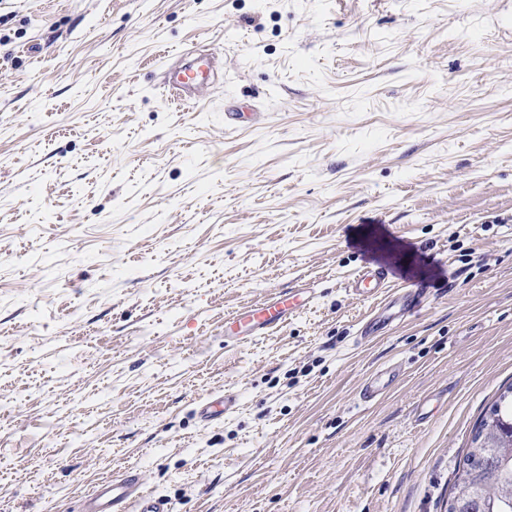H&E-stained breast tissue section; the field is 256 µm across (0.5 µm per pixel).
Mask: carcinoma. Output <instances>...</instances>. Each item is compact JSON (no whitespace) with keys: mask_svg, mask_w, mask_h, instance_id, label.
<instances>
[{"mask_svg":"<svg viewBox=\"0 0 512 512\" xmlns=\"http://www.w3.org/2000/svg\"><path fill=\"white\" fill-rule=\"evenodd\" d=\"M512 438V383L500 392L475 423L468 448L459 461L453 486L464 496L446 512H512V452L498 444Z\"/></svg>","mask_w":512,"mask_h":512,"instance_id":"1","label":"carcinoma"}]
</instances>
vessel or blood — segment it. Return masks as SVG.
<instances>
[{"label": "vessel or blood", "mask_w": 512, "mask_h": 512, "mask_svg": "<svg viewBox=\"0 0 512 512\" xmlns=\"http://www.w3.org/2000/svg\"><path fill=\"white\" fill-rule=\"evenodd\" d=\"M216 68V53H186L183 64L166 70L163 87L173 104L204 106ZM392 277L393 269L387 263L369 264L352 273L348 287L357 295L375 299L393 287ZM299 294V289L291 288L226 316L225 344H238L265 335L284 323L301 308ZM422 298V292L406 291L384 303L377 314L363 325L361 339L370 338L374 332L414 311ZM400 373V368L394 367L372 374L361 386V399L366 402L376 400L389 391ZM235 406L236 400L233 397H210L199 403L197 413L204 423H219L233 412ZM142 485V475L136 470L102 481L85 497L83 512H175L170 500L144 491Z\"/></svg>", "instance_id": "b4317fda"}]
</instances>
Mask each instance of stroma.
I'll return each instance as SVG.
<instances>
[{"mask_svg": "<svg viewBox=\"0 0 512 512\" xmlns=\"http://www.w3.org/2000/svg\"><path fill=\"white\" fill-rule=\"evenodd\" d=\"M194 47L224 69L177 108ZM382 259L426 298L362 341ZM511 383L512 0H0V512L127 469L176 512H445ZM184 59V64L165 71L163 88L173 104L203 107L217 69V55L214 52L204 55L187 52ZM393 269L384 262L361 266L349 278L348 287L357 295L378 298L389 288H395ZM312 292V288H289L226 316L224 344H239L244 340L265 335L305 305L299 300V294L311 295ZM398 367L378 371L368 377L360 389V398L364 402H371L385 394L400 376ZM236 399L232 396L209 397L198 404L197 413L200 419L207 424L224 421V416L233 412Z\"/></svg>", "mask_w": 512, "mask_h": 512, "instance_id": "1", "label": "stroma"}]
</instances>
